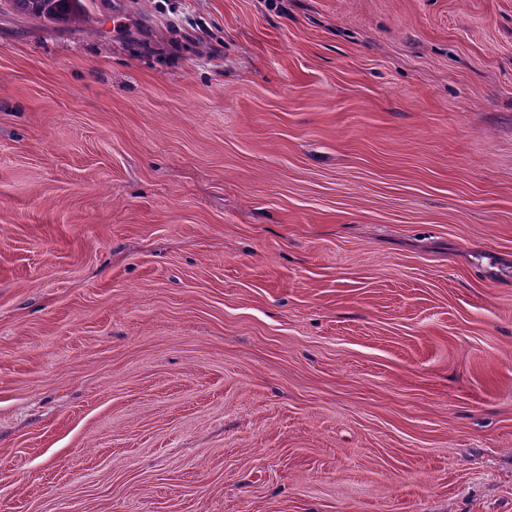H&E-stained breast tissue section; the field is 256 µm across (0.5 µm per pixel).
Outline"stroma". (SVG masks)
Masks as SVG:
<instances>
[{"mask_svg":"<svg viewBox=\"0 0 512 512\" xmlns=\"http://www.w3.org/2000/svg\"><path fill=\"white\" fill-rule=\"evenodd\" d=\"M0 0V512H512V0ZM11 7L37 18L78 23L84 20L83 0H8Z\"/></svg>","mask_w":512,"mask_h":512,"instance_id":"obj_1","label":"stroma"}]
</instances>
